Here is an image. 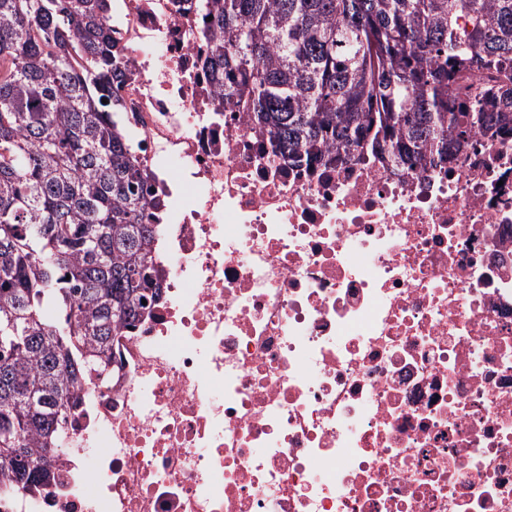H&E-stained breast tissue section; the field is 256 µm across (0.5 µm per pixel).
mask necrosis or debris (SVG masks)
Wrapping results in <instances>:
<instances>
[{
  "label": "necrosis or debris",
  "instance_id": "4bbe7bcc",
  "mask_svg": "<svg viewBox=\"0 0 512 512\" xmlns=\"http://www.w3.org/2000/svg\"><path fill=\"white\" fill-rule=\"evenodd\" d=\"M162 295L0 512H512V149L269 162L196 0H112Z\"/></svg>",
  "mask_w": 512,
  "mask_h": 512
}]
</instances>
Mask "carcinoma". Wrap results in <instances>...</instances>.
Returning a JSON list of instances; mask_svg holds the SVG:
<instances>
[{
    "mask_svg": "<svg viewBox=\"0 0 512 512\" xmlns=\"http://www.w3.org/2000/svg\"><path fill=\"white\" fill-rule=\"evenodd\" d=\"M200 5L221 102L253 113L275 158L424 170L476 130L512 144V84L454 96L475 67L512 72V0ZM111 16L112 0H0V482L28 493L55 483L71 411L161 288Z\"/></svg>",
    "mask_w": 512,
    "mask_h": 512,
    "instance_id": "cac0c4a2",
    "label": "carcinoma"
}]
</instances>
